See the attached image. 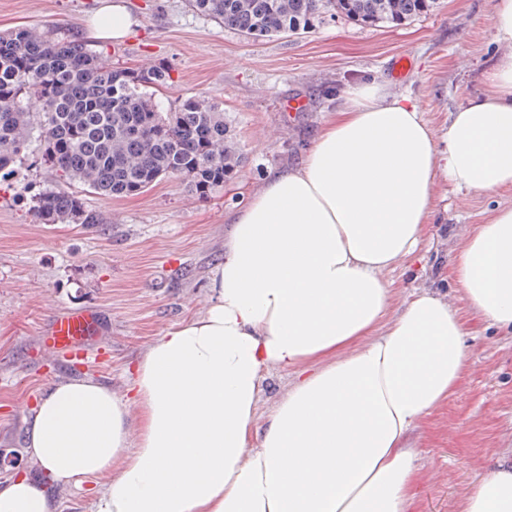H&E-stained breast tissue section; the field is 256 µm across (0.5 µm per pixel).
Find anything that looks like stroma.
Listing matches in <instances>:
<instances>
[{"label":"stroma","instance_id":"35a3bbf8","mask_svg":"<svg viewBox=\"0 0 512 512\" xmlns=\"http://www.w3.org/2000/svg\"><path fill=\"white\" fill-rule=\"evenodd\" d=\"M122 2L135 24L120 40L98 36L105 0H0V31L61 26L113 62L168 68L171 86L158 95L164 108L190 96L222 104L245 163L206 199L170 177L135 196L85 194L90 208L107 215L104 224L34 217V196L63 182L38 154L0 180V479L42 477L25 437L52 383L87 377L125 394L144 350L206 309L209 272L224 254L234 215L268 173L300 162L351 84L387 79L419 105L441 148L449 113L482 91V73L497 53L493 0H437L433 11L397 27L338 16L303 35L259 40L219 27L185 0ZM501 207H512V187L463 194L439 181L420 252L386 274L393 307L415 289L440 288L467 332L458 386L410 437L417 453L411 512H458L467 488L512 455V333L474 314L448 279L462 234ZM87 307L104 317L94 356L79 360L42 346L54 317ZM102 483L85 477L54 488L58 512H91Z\"/></svg>","mask_w":512,"mask_h":512}]
</instances>
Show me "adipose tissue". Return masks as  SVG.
Masks as SVG:
<instances>
[{
	"label": "adipose tissue",
	"instance_id": "adipose-tissue-1",
	"mask_svg": "<svg viewBox=\"0 0 512 512\" xmlns=\"http://www.w3.org/2000/svg\"><path fill=\"white\" fill-rule=\"evenodd\" d=\"M492 31L500 51L450 114L446 152L385 81L351 86L301 163L239 211L207 308L147 347L129 396L93 379L41 396L26 443L47 479L0 480V512H56L50 485L87 476L105 479L93 512H409L405 439L460 379L464 329L431 288L392 309L385 273L413 257L438 179L512 186V0H496ZM449 265L470 308L512 329V207ZM275 368L296 378L260 427ZM459 512H512V462Z\"/></svg>",
	"mask_w": 512,
	"mask_h": 512
}]
</instances>
